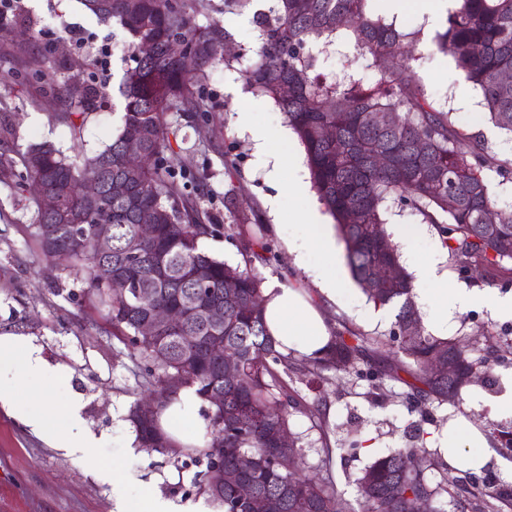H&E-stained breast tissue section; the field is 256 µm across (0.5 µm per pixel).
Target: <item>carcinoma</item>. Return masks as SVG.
I'll use <instances>...</instances> for the list:
<instances>
[{
  "label": "carcinoma",
  "mask_w": 512,
  "mask_h": 512,
  "mask_svg": "<svg viewBox=\"0 0 512 512\" xmlns=\"http://www.w3.org/2000/svg\"><path fill=\"white\" fill-rule=\"evenodd\" d=\"M370 0H274L268 12L256 16L260 32L258 61L245 71L247 86L274 101L303 145L313 187L333 218L344 244L354 281L378 307L398 306L389 341L369 334L348 321H337L330 350L321 358H294L281 353L267 333L263 318L259 267L269 264L268 243L250 237L246 224H207L195 197L182 181V161L170 143L167 116L181 112L204 119L209 103L195 79L205 68L225 61L224 44L230 34L218 22L195 26L190 13L198 0H82L103 21H112L129 39L130 64L123 72L119 92L123 119L112 142L78 166L50 144L30 146L20 156L21 170L14 186L25 192L34 181L63 199L62 210L49 217L37 210L30 232L40 253L62 270L76 271L89 282L96 302L106 310L113 337L132 349L143 365L142 385L154 388L156 406L151 415L134 404L129 412L139 447L205 462L195 475L198 491L224 512H294L305 500L310 512H336L338 487L329 478H288L280 459L293 454L305 465L300 437L277 454L267 451L270 436L291 430L300 414L319 419V404L307 403L293 378H307L325 386L347 378L363 380L377 389L387 378L399 377L406 397L423 413L449 401H464L471 376L499 362V340L491 331L468 343L442 339L420 327L413 302V278L401 264L396 246L386 233L382 205L395 199L437 226L454 269L462 274L483 270L488 283L512 275V211H503L492 199L488 172L512 174V158H501L477 136L455 125L450 113L438 108L421 91L405 43L406 35L372 16ZM347 30L356 45L370 55L383 77L373 84L353 80L336 85L313 75V58L305 48L313 42L329 45L336 33ZM195 58V67L170 54L171 39ZM144 44L151 55L138 56ZM440 52L449 54L456 69L481 95L491 122L512 135V0H456L447 26L434 38ZM293 93L283 98L281 85ZM53 92L77 95L88 107L102 98L95 85H65ZM371 113L382 116L372 125ZM331 126L328 140L321 129ZM361 141L383 153H396L390 166L362 161L354 164L345 150ZM129 151L147 162L130 170L123 163ZM128 186L126 195L111 194V185ZM154 216L153 234L144 238L140 226L146 214ZM112 225V253L98 255L94 227ZM224 228V237L237 243L241 263L231 265L200 242ZM112 265L115 281L98 280L101 262ZM399 269L397 282L373 290L370 278L382 265ZM208 272L205 288L191 273ZM191 296L224 306L221 325L200 314L178 330L163 328L148 338L139 324L158 307H177ZM224 337V355L212 354L208 339ZM476 351L484 352L480 358ZM238 372L224 375L225 360ZM440 359L454 366L452 375H435ZM182 387H194L208 404L205 413L211 434L221 433L224 447L208 441L201 448L181 449L160 426V414ZM224 396V406L210 403V395ZM256 459L251 475L252 495L242 499L232 481L239 458ZM224 468V488L218 486L217 467ZM437 471L439 481L428 472ZM456 468L438 452L425 448L420 434L412 443L377 457L355 479L363 512H431L432 503L447 494L460 512H490L497 500L512 506V490L492 494L479 485L468 486L454 476Z\"/></svg>",
  "instance_id": "1"
}]
</instances>
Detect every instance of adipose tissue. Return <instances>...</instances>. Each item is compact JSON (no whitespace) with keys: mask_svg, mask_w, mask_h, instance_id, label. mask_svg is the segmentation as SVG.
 Masks as SVG:
<instances>
[{"mask_svg":"<svg viewBox=\"0 0 512 512\" xmlns=\"http://www.w3.org/2000/svg\"><path fill=\"white\" fill-rule=\"evenodd\" d=\"M288 218L300 224L303 231L300 244L291 250L297 269H305L306 255L310 252L338 256L336 242L318 208L308 206L289 213ZM414 267V291L421 304L434 311L430 321L433 335L447 332L449 321L457 313L477 305L512 316L511 294L503 296L492 288L459 286L449 281L447 273L439 271L433 260H415ZM263 317L268 333L282 353L305 358L325 355L334 325L326 318L321 305L312 303L302 290L266 282ZM19 371L34 376L36 382L31 386L0 383V409L50 447L94 466V452L102 447L105 438L84 427L81 397L73 396L60 407L48 391L50 385L65 378V369L47 362L40 347L26 337L0 334V380ZM200 402L192 387L181 388L172 395L161 426L175 444L189 446L191 434L206 433L207 423L199 414ZM187 424L192 427L188 433L183 430ZM447 430V435L439 437L436 443L446 460L464 471L477 472L488 465L492 451L483 432L460 421L451 422Z\"/></svg>","mask_w":512,"mask_h":512,"instance_id":"ef3b65f1","label":"adipose tissue"}]
</instances>
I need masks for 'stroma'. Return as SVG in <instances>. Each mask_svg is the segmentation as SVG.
<instances>
[{
  "mask_svg": "<svg viewBox=\"0 0 512 512\" xmlns=\"http://www.w3.org/2000/svg\"><path fill=\"white\" fill-rule=\"evenodd\" d=\"M205 2L204 9L192 14V22L197 26L215 21L224 24L231 35L230 61L203 73L202 84L212 104L208 122L168 114V121L178 128L172 146L194 173L204 175L202 205L211 223L257 213L260 221L254 232L267 239L279 256L264 268L265 277L287 273L290 286L319 299L315 279L328 265V258L312 252L306 270L294 269L288 245L297 240L299 227L278 221L267 205L269 199H277L285 214L317 203L314 195L306 200L289 195L286 185L268 176L272 154L289 150L295 174L308 177L304 149L276 142L268 152H257L240 121L241 114L251 113L257 125L283 130L288 127L284 114L267 97L249 91L235 96L226 91L229 84L244 80L243 71L258 45L253 16L268 10L269 0H251L246 9L231 13L225 12L224 0ZM371 9L383 14L380 0H373ZM383 16L385 22L410 35L418 84L426 97L450 112L456 124L478 135L489 149L511 156L512 136L488 120L478 90L454 68L451 58L434 46V37L445 28V21L431 25L410 11L396 18ZM73 27L83 30L86 45L70 39L68 31ZM17 29L25 33L22 49L0 44V125L10 127L14 151L48 143L69 160L82 163L84 157L111 143L121 125L118 81L129 59L125 36L116 25L86 10L80 0H22L18 17L0 31L9 36ZM307 50L316 74L326 82L372 84L381 77L370 56L347 32H338L330 46L312 43ZM24 69L41 70L42 80L23 83L15 79V72ZM66 83L106 85L107 100L88 110L78 99L51 94V87ZM35 212L34 200L16 191L11 175L0 173V333L32 339L48 360L64 367L68 377L54 385L55 400L62 407L72 394L82 396L85 426L108 438L95 455L100 469L108 470L109 475L98 476L75 457L49 447L0 409V512H115L112 481L116 478L133 496L148 485L176 504L195 506L199 512H221L194 487L195 467L181 466L172 458L133 445L135 430L128 419L129 409L135 400L149 397L140 387V363L113 337L112 326L92 299L87 281L54 267L34 247L30 226ZM398 250L403 265H410L416 256L434 259L449 280L470 288L477 284L476 279L452 269L436 226L399 244ZM369 306L366 295L354 285L330 311L363 330L389 332L397 307H387L385 317L369 321L362 315ZM486 324L493 325L503 341L512 340V318L494 317L480 306L458 314L448 334L472 338ZM298 389L307 400H327L325 429L313 427L307 417L299 415L293 419L292 430L301 438L307 474H331L341 492L343 512H361L355 478L375 457L404 447L411 427H419L428 438L442 433L448 422L456 419L479 424L486 432L498 426L512 431V418L496 415L490 392L478 385L463 404H445L425 415L410 406L405 386L397 381H386L377 394L363 380L320 390L302 382ZM326 443L335 449L328 467L323 464L322 446Z\"/></svg>",
  "mask_w": 512,
  "mask_h": 512,
  "instance_id": "stroma-1",
  "label": "stroma"
}]
</instances>
